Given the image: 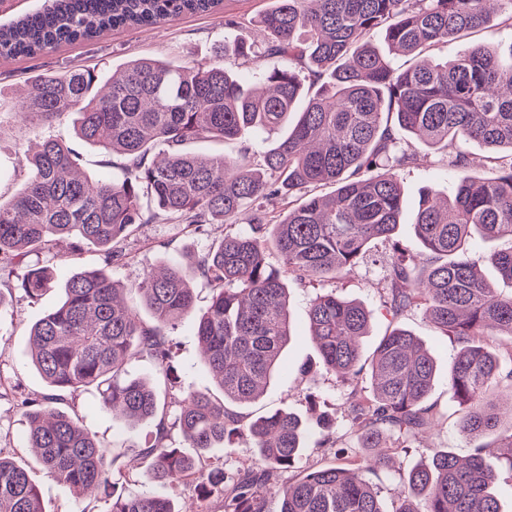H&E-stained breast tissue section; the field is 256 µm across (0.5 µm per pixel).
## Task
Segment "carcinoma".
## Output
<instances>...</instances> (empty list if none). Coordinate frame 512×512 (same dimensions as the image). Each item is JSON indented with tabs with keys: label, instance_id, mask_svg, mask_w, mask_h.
<instances>
[{
	"label": "carcinoma",
	"instance_id": "carcinoma-1",
	"mask_svg": "<svg viewBox=\"0 0 512 512\" xmlns=\"http://www.w3.org/2000/svg\"><path fill=\"white\" fill-rule=\"evenodd\" d=\"M259 18L261 42L224 43L206 65L175 66L139 58L112 73L76 69L31 78L21 105L51 123L63 109L75 114L79 139L125 158L122 176L93 179L79 170V154L44 137L25 154L22 190L0 203V271L34 300L50 275L28 260L31 252L93 248L101 267L64 285L61 303L31 328V361L46 391L21 400L25 438L50 477L79 497L103 492L107 512H387L366 473L389 466L403 444L430 428L424 406L436 380L432 355L408 330L393 327L369 363L360 339L371 314L335 292L309 304L308 336L322 366L347 384L370 374L372 393L352 390L350 434L368 449L357 460L337 450L336 462L279 486L295 468L306 427L276 411L249 425L228 409L255 401L275 373L292 338L288 279L319 285L355 266L376 241H394L403 223L399 173L417 160L410 139L444 153L454 183L447 194L423 192L413 212L420 251L395 245L386 269L387 304L398 318L421 308L429 321L460 344L448 370V389L466 407L461 432L477 444L462 461L438 451L416 466L394 492L392 512H501L499 474L512 475V431L497 434L491 390L512 392V366H502L488 337H512V293L483 279L467 244L508 239L491 265L512 281V54L482 45L453 59L425 53L455 37L493 27L494 15L512 26V0H273ZM223 0H43L40 8L0 24V58L35 57L63 43L89 41L116 27L164 23L184 14H210ZM381 36L386 49L372 38ZM412 56L403 70L387 52ZM233 53L244 64L273 60L261 73L267 88L243 85L224 67ZM315 87L305 91V85ZM282 127L275 147H243L235 158L184 149L197 139L242 140ZM475 141L509 157L493 178L469 172L461 144ZM330 185L333 191L313 190ZM288 197L270 214L265 202ZM198 232L210 224L245 223L247 233L226 235L193 265L168 262L124 290L112 264L119 245L160 217ZM276 252L280 266L269 262ZM212 289L195 327L209 377L221 392L189 389L174 421L160 418L141 449L152 490L124 494L110 481L118 455H109L78 417L61 411L64 395L95 389L115 419L142 421L158 414L160 397L127 370L147 358L171 372V333L194 303L192 283ZM138 295L153 322L144 323L123 293ZM179 429L189 455L169 443ZM494 436L487 443L484 438ZM259 452V470L227 473L211 454L234 438ZM194 486L197 507H175L165 489ZM0 512H44L24 467L0 451Z\"/></svg>",
	"mask_w": 512,
	"mask_h": 512
}]
</instances>
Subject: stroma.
<instances>
[{
  "mask_svg": "<svg viewBox=\"0 0 512 512\" xmlns=\"http://www.w3.org/2000/svg\"><path fill=\"white\" fill-rule=\"evenodd\" d=\"M268 3L269 0H224L221 9L211 14L183 15L154 26L112 30L95 40L67 44L36 59L0 60V202H7L21 189L27 179L24 155L44 137L63 140L79 152L81 169L92 178H116L122 173L121 156L106 154L77 138L73 113H62L49 125L41 124L34 115L18 117L19 100L29 78L38 73L62 74L74 69H90L96 74L108 75L136 58H161L176 65L206 64L213 60L225 41L258 39L254 21ZM228 18L237 20L238 28L225 29L224 21ZM412 147L418 154V161L400 174L405 208L409 211L417 208L423 189L432 188L444 193L453 182L447 166L434 150L417 140L413 141ZM239 230L236 224H214L207 233L195 235L183 225L168 220L141 225L125 242L127 258L113 265L112 277L121 285L131 286L145 273L159 267L162 261L187 262L188 258L213 247L224 235ZM392 255L390 243H372L369 252L349 274L323 285L324 290L336 291L337 295L358 301L371 311L370 334L361 344V354L366 359L371 358L393 323L386 312L387 283L384 279V270ZM38 261L49 267L53 277L52 289L40 299L23 297L20 291L14 290L13 280L0 281V290L12 294L9 308L0 314V377L5 378L15 391L14 398L0 400V450L12 454L29 471L39 489L45 512H106L108 504L104 497L76 498L67 486L46 474L33 453L24 449L25 425L15 400L45 390L43 379L31 363L30 329L59 304L62 287L73 274L99 266L101 259L98 252L89 249L68 257L42 254ZM193 288L194 309L180 320L173 333L175 347L171 374H159L154 363L147 359L139 360L131 367L133 375L155 383L164 411L171 417L176 414L174 398L181 387L189 385L202 389L210 384L194 331L198 317L210 304L212 290L200 280L194 281ZM315 293L311 285L289 282L288 297L295 335L284 352L286 371L271 382L262 397L240 409L248 421L281 410L294 413L306 422L309 433L297 463L301 471L327 464L334 458L333 449L317 445L318 416H326L332 423L340 447L353 445L348 435L347 395L350 388L324 371L308 337L306 311ZM400 324L424 342L435 357L437 379L428 402L434 406L437 416L430 432L410 441L400 453L399 470L372 475V482L382 490L387 512H392V493L401 483L404 471L431 458L437 449L446 448L464 458L474 447L473 441L459 431L465 408L448 391V369L459 350L457 343L439 332L422 311L408 312ZM312 392L321 396L320 403L314 406L308 401ZM60 408L83 418L104 447L120 449L121 455L112 475L118 490L127 493L149 490L146 466L141 463L138 453L154 435V421L128 424L113 420L99 411L98 394L93 390L66 397Z\"/></svg>",
  "mask_w": 512,
  "mask_h": 512,
  "instance_id": "stroma-1",
  "label": "stroma"
}]
</instances>
